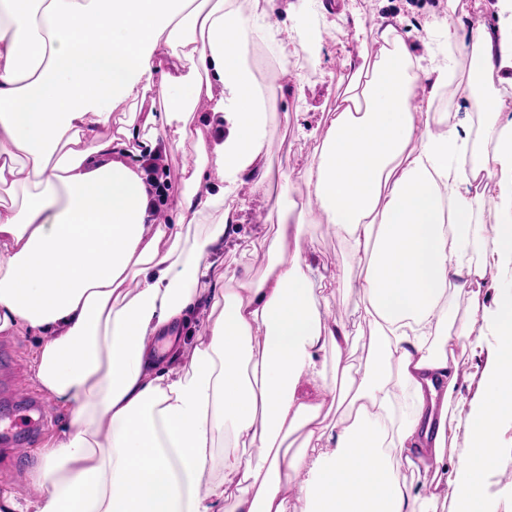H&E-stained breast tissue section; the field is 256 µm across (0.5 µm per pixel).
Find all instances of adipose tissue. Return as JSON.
Returning <instances> with one entry per match:
<instances>
[{"label": "adipose tissue", "mask_w": 512, "mask_h": 512, "mask_svg": "<svg viewBox=\"0 0 512 512\" xmlns=\"http://www.w3.org/2000/svg\"><path fill=\"white\" fill-rule=\"evenodd\" d=\"M443 28L474 61L457 85L464 111L494 56L512 61V40L484 24ZM254 33L227 0H0V184L21 159L35 180L20 203L0 199V334L39 337L36 380L69 417L38 450L36 495L0 488V512H225L228 501L232 512H288L291 487L302 512H428L450 485L449 512H478L512 419V289L490 311L479 292L490 261L512 258V105L485 97L492 147L474 154L470 129L433 110L447 64L421 68L386 29L328 120L304 175L315 205L301 210L265 171V128L284 93L257 87ZM212 83L226 135L197 140L169 223H152L140 157L162 138L183 148ZM155 88L173 110L99 135L119 105ZM213 176L220 191L198 194ZM246 181L275 232L265 274L235 290L204 260L236 223L229 197ZM487 186L497 231L475 264L472 215ZM311 223L348 245L361 269L354 315L371 331L368 361L347 368L350 389L335 396L336 423L322 414L317 355L347 338L324 294L345 277L286 248ZM204 296L213 319L188 363H156L157 337ZM488 319L494 363L468 413L451 419L459 366ZM459 431L467 447H447ZM228 435L223 475L203 481Z\"/></svg>", "instance_id": "obj_1"}]
</instances>
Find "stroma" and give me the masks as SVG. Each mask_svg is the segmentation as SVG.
I'll list each match as a JSON object with an SVG mask.
<instances>
[{"label":"stroma","instance_id":"1","mask_svg":"<svg viewBox=\"0 0 512 512\" xmlns=\"http://www.w3.org/2000/svg\"><path fill=\"white\" fill-rule=\"evenodd\" d=\"M351 10L342 13L337 0H255L248 20L258 32L269 28L296 29L315 24L333 31L320 55L311 59L302 88H295V79L280 75L289 90L279 112L266 127L269 143L267 165L274 179H285V194L299 195L298 181L313 157L320 140L313 131L323 123L338 103L365 50L382 47L381 33L387 26L396 27L415 53L421 57H449L458 77H465L466 58L450 53L440 27L444 18L455 15L466 23L484 22L500 27L504 36L512 35V16L497 15L484 0H455L453 5L435 7L433 0H346ZM238 221L229 225L219 245L207 257L213 269L229 271L225 287L239 288L259 279L266 268L264 239L272 226L262 200L251 191L250 184L237 190ZM299 246L303 253L329 267L345 268L350 279L359 271L351 267L345 242L327 224L305 225ZM329 314L345 323L349 341L343 349L327 347L321 353L325 363L322 379L327 391L336 389V366L340 363L364 361L369 347L370 331L353 323L351 312L357 294L350 288L329 287ZM38 339L23 332L0 335V350H7L13 370L23 379H35L34 350ZM496 347L491 327H484L473 339L469 352L459 369L460 395L451 404L454 415L466 414L471 401L481 391V377L490 365ZM502 448L497 465L485 476L482 505L484 512H512V420L505 421L500 434Z\"/></svg>","mask_w":512,"mask_h":512}]
</instances>
